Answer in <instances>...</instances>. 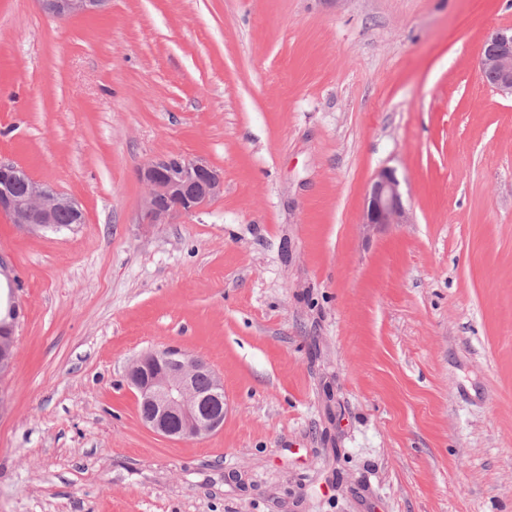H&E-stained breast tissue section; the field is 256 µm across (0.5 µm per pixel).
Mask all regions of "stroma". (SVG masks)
Returning <instances> with one entry per match:
<instances>
[{
  "mask_svg": "<svg viewBox=\"0 0 512 512\" xmlns=\"http://www.w3.org/2000/svg\"><path fill=\"white\" fill-rule=\"evenodd\" d=\"M512 0H0V157L80 202L0 216L15 359L0 512H512ZM224 192L141 221L137 170ZM394 168L406 224L362 221ZM177 347L224 427L173 442L125 381ZM42 11L48 16L67 19L98 14L108 0H39ZM482 79L489 73L498 75L493 86L503 94L512 97V29L499 28L484 40L479 58ZM147 186L142 223L172 224L181 215L200 211L224 192V175L201 157L172 154L154 157L138 170Z\"/></svg>",
  "mask_w": 512,
  "mask_h": 512,
  "instance_id": "obj_1",
  "label": "stroma"
}]
</instances>
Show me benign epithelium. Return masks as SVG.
<instances>
[{
    "instance_id": "1",
    "label": "benign epithelium",
    "mask_w": 512,
    "mask_h": 512,
    "mask_svg": "<svg viewBox=\"0 0 512 512\" xmlns=\"http://www.w3.org/2000/svg\"><path fill=\"white\" fill-rule=\"evenodd\" d=\"M42 11L67 19L98 14L108 0H39ZM481 77L498 75L494 87L512 96V29L499 28L484 40L479 58ZM147 186L142 201V222L171 224L181 215L200 211L224 192V175L201 157L172 154L154 157L138 170ZM84 223L81 205L51 185L31 178L14 162L0 158V214L29 230L55 229L60 214ZM408 215L393 170L384 168L373 178L363 212L365 224H405ZM204 374L209 388L199 390L196 379ZM128 385L137 402L151 409L140 415L150 431L171 441L203 439L224 426V381L202 359L183 350L148 352L127 368Z\"/></svg>"
}]
</instances>
